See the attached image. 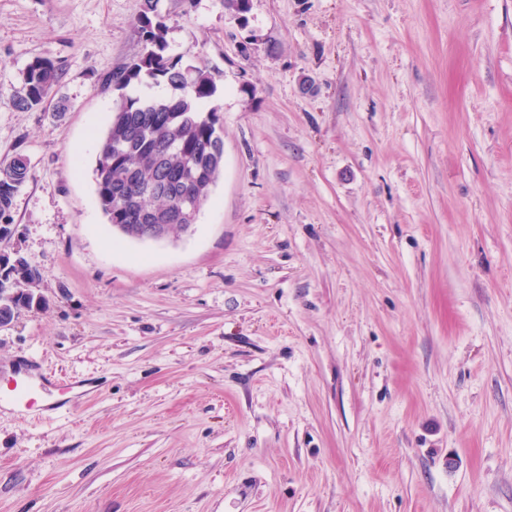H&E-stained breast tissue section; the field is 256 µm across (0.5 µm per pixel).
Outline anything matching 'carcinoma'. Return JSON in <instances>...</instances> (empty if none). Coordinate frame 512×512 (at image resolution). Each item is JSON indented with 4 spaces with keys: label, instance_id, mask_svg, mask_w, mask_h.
I'll use <instances>...</instances> for the list:
<instances>
[{
    "label": "carcinoma",
    "instance_id": "1",
    "mask_svg": "<svg viewBox=\"0 0 512 512\" xmlns=\"http://www.w3.org/2000/svg\"><path fill=\"white\" fill-rule=\"evenodd\" d=\"M159 0H142L137 18L141 51L107 84L120 92L94 168L95 193L111 225L166 224L167 233L185 229L172 219L186 193L203 206L224 165V140L218 110L201 102L216 86L202 69L181 64L168 52L167 27ZM61 74L49 57H38L22 72L21 88L13 104L30 110L42 104L60 82ZM168 85L165 97L129 95L131 85ZM32 177L23 154L0 162V234L11 233L10 214L19 189ZM38 272L19 255L0 268V314L13 315L38 308L46 300L28 289Z\"/></svg>",
    "mask_w": 512,
    "mask_h": 512
}]
</instances>
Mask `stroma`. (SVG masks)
Instances as JSON below:
<instances>
[{"label": "stroma", "instance_id": "stroma-1", "mask_svg": "<svg viewBox=\"0 0 512 512\" xmlns=\"http://www.w3.org/2000/svg\"><path fill=\"white\" fill-rule=\"evenodd\" d=\"M141 2L0 0L47 300L0 366L54 399L0 405V512H512V0H160L224 167L158 242L93 177ZM61 74L50 57H38L22 72L21 88L14 95L17 109L30 110L42 104L49 92L60 82Z\"/></svg>", "mask_w": 512, "mask_h": 512}]
</instances>
